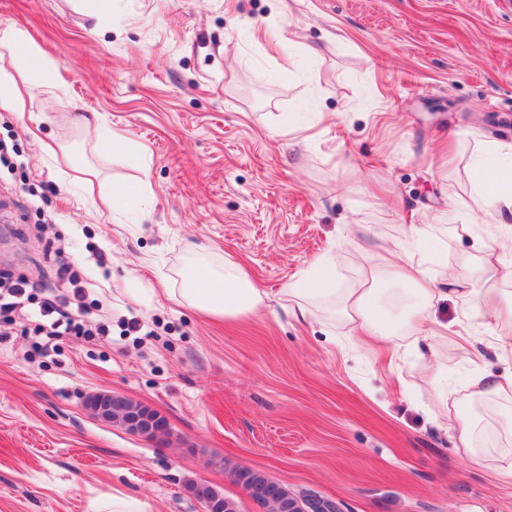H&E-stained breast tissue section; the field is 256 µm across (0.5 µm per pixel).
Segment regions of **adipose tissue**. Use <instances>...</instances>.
<instances>
[{"mask_svg":"<svg viewBox=\"0 0 512 512\" xmlns=\"http://www.w3.org/2000/svg\"><path fill=\"white\" fill-rule=\"evenodd\" d=\"M0 45L10 48L23 63L27 84L44 82L48 65L41 51L31 45L18 29L0 30ZM481 183L475 187L472 206L466 207L459 224L454 227L460 237L472 240L473 255L462 256L452 275L437 274L446 257L438 250L413 252L401 245L363 251L367 280L391 277L403 288L390 298H383L377 289L355 288L344 298H337L334 265L323 256L309 264L301 277L287 284L285 295L292 299L293 317L307 322L320 320L322 305L340 301L339 309L349 322L352 334L395 338L404 333L413 343L417 356H424L426 339L440 335L442 325L433 320L430 310L435 301L462 298L471 301L478 314L502 339L501 350L512 353V301L494 288H478L474 274L493 277L500 263L488 238L474 234V224L508 226L512 223V144L486 143L480 162ZM174 298L207 316L233 318L251 313L265 302L263 292L256 288L246 272L232 262L217 267L204 260L189 263L182 274V286ZM512 398V374L499 378L474 375L464 391L444 385L436 387V401L443 417L457 430V446L473 463H490L502 474L512 477V448H489L484 444L480 415L460 412L461 401L482 405Z\"/></svg>","mask_w":512,"mask_h":512,"instance_id":"ef3b65f1","label":"adipose tissue"}]
</instances>
